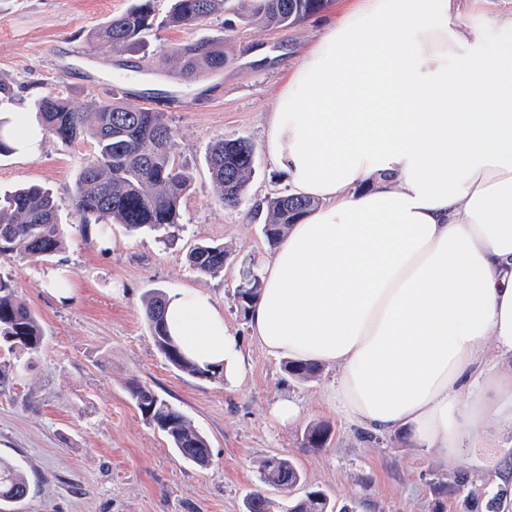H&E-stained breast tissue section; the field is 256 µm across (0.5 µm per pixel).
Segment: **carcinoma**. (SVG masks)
Instances as JSON below:
<instances>
[{"instance_id": "1", "label": "carcinoma", "mask_w": 512, "mask_h": 512, "mask_svg": "<svg viewBox=\"0 0 512 512\" xmlns=\"http://www.w3.org/2000/svg\"><path fill=\"white\" fill-rule=\"evenodd\" d=\"M328 0H174L172 9L160 18L153 0H138L126 11L95 28L90 39L120 56L146 45L153 31L189 28L213 16L232 12L241 20L286 29L324 10ZM172 60L184 78L224 73L228 62L224 39L206 38L172 48L163 60ZM33 110L44 133L65 143L89 140L95 152L78 173L71 191V205L78 231L86 234L97 226L105 237L109 225L120 224L129 232L159 230L181 223L182 203L193 182L192 173L177 160L176 144L164 113L132 102L94 101L75 108L63 94L34 101ZM209 169L219 201L238 207L255 171L252 143L246 138L222 139L209 150ZM315 201L284 193L267 202L263 233L275 245L289 225L313 209ZM58 206L51 195L36 186L20 188L0 200V254L19 252L44 261L65 247L67 229L58 223ZM191 268L199 274L224 269L228 252L214 242L195 244L188 253ZM261 290L260 273L249 271L242 289L235 292L242 313H247ZM166 294L160 290L145 299L148 328L157 350L176 369L210 381H224L220 366H201L184 355L169 336L165 324ZM40 317L21 300L14 281L0 275V350L34 354L44 344ZM293 378L305 382L318 375L312 363L287 362ZM128 395L150 426L162 432L181 461L204 465L209 461L208 439L187 417L149 387L128 384ZM330 425L316 423L305 428L303 447L321 450L328 446ZM264 483L286 495L303 483L301 471L288 459L267 456L258 464ZM27 477L15 464L0 458V512L25 500ZM245 512H335V505L320 490H309L296 500L281 502L254 492L246 498Z\"/></svg>"}]
</instances>
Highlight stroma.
<instances>
[{"instance_id":"35a3bbf8","label":"stroma","mask_w":512,"mask_h":512,"mask_svg":"<svg viewBox=\"0 0 512 512\" xmlns=\"http://www.w3.org/2000/svg\"><path fill=\"white\" fill-rule=\"evenodd\" d=\"M135 0H0V78L13 83L12 112L30 111L36 98L67 89L74 107L122 98L165 113L177 153L193 174L182 204L183 222L168 234L128 232L113 225L105 242L71 233L65 249L38 263L20 254L0 257V273L39 315L45 333L34 355L0 354V456L27 476L31 493L12 512H245L253 491L279 498L263 486L258 463L277 455L302 472L304 486L319 489L341 512H489L512 483V429L496 433V463L483 468L437 458L398 434L349 426L325 404L334 370L321 368L308 382L291 378L283 361L252 339L234 294L241 272L261 267L273 247L263 234L257 203L288 188L267 156L266 116L307 50L345 0L286 29L259 24L224 28L220 17L191 29H169L151 39L146 54L114 57L96 49L93 29ZM223 38L229 61L223 75L188 82L159 56L177 44ZM124 82H117V72ZM249 139L255 173L242 204L225 208L211 179L208 151L225 138ZM90 142L66 144L44 136L36 154L0 156V198L38 184L53 193L63 224L76 223L70 193L92 154ZM200 241L223 244V271L196 273L187 252ZM70 283L57 295L59 277ZM194 288L223 307L239 336L248 374L242 385L189 376L157 350L144 314L155 290ZM138 380L182 412L207 437L211 461H180L167 438L131 403L127 385ZM301 407L298 420L280 425L271 415L282 397ZM333 433L327 448H304L312 423Z\"/></svg>"}]
</instances>
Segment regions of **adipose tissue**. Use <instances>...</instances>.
I'll list each match as a JSON object with an SVG mask.
<instances>
[{
	"mask_svg": "<svg viewBox=\"0 0 512 512\" xmlns=\"http://www.w3.org/2000/svg\"><path fill=\"white\" fill-rule=\"evenodd\" d=\"M496 47L459 0H356L294 70L268 116L289 191L318 206L262 265L250 314L269 355L335 369L326 403L347 424L398 433L443 460L490 456L512 428V14ZM0 134L36 152L30 112ZM183 352L246 367L205 292L169 294Z\"/></svg>",
	"mask_w": 512,
	"mask_h": 512,
	"instance_id": "adipose-tissue-1",
	"label": "adipose tissue"
}]
</instances>
